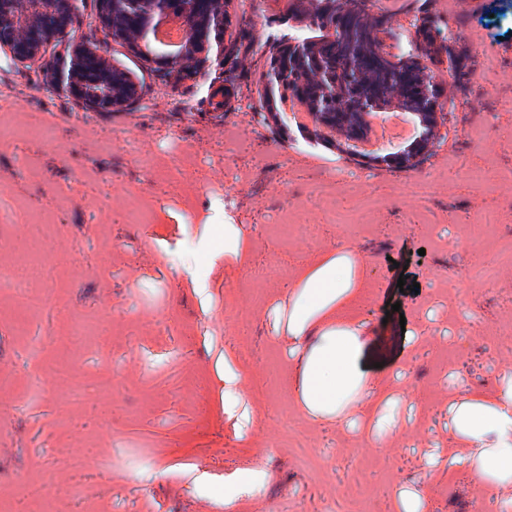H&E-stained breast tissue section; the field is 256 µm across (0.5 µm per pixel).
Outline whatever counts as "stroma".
<instances>
[{"label":"stroma","mask_w":512,"mask_h":512,"mask_svg":"<svg viewBox=\"0 0 512 512\" xmlns=\"http://www.w3.org/2000/svg\"><path fill=\"white\" fill-rule=\"evenodd\" d=\"M402 2L398 15L379 0L384 49L410 48L448 103L401 168L284 112L269 58L322 32L298 0H226L230 80L212 57L167 71L164 46L144 57L83 9L75 36L106 44L139 89L111 112L0 54V126L15 130L0 137L1 506L399 512L402 486L426 512L512 502V487L490 499L448 462L451 401L512 382V0L458 15L453 0ZM421 15L467 50L466 84L442 44L417 41ZM340 255L368 287L351 315L377 390L347 419L315 421L292 394L288 304ZM73 456L85 469L66 467ZM250 470L261 488L243 484Z\"/></svg>","instance_id":"obj_1"}]
</instances>
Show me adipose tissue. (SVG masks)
Masks as SVG:
<instances>
[{"mask_svg": "<svg viewBox=\"0 0 512 512\" xmlns=\"http://www.w3.org/2000/svg\"><path fill=\"white\" fill-rule=\"evenodd\" d=\"M353 258L320 263L292 298L288 334L300 344L297 398L312 419H333L370 398L375 386L360 368L362 346L356 326L346 318L362 297L351 280ZM452 424L468 446L467 463L488 489L512 485V385L494 400L461 399L451 405Z\"/></svg>", "mask_w": 512, "mask_h": 512, "instance_id": "obj_1", "label": "adipose tissue"}]
</instances>
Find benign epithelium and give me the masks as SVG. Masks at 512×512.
I'll list each match as a JSON object with an SVG mask.
<instances>
[{
	"label": "benign epithelium",
	"instance_id": "obj_1",
	"mask_svg": "<svg viewBox=\"0 0 512 512\" xmlns=\"http://www.w3.org/2000/svg\"><path fill=\"white\" fill-rule=\"evenodd\" d=\"M345 0H308L311 18L319 22L328 34L323 48L312 46L296 36L279 47L269 61L270 83L295 84L282 102H297L307 109L310 121L329 132L355 141L364 135L363 127L371 117H378L377 109L383 100L398 97L403 103L421 112L427 132L410 154L388 153L384 160L405 166L427 148L428 137L437 123L442 109L441 94L433 81L409 60L392 59L396 81L378 93L361 94L348 102V111L322 112L337 105L341 90L358 89L370 83V70L363 58L344 65L335 62V69L327 68V54L338 52L344 23ZM95 18L115 40L132 46L150 35H156L159 22L177 18L185 24L184 45L175 54L164 56L165 65L173 70H185L197 61L204 46L218 47L217 64L225 68L226 79L235 71L232 52L224 47V0H92ZM362 20L370 28L383 24L374 14L375 2L361 0ZM86 5V0H0V52H9L13 60L29 68L42 62L53 63L55 88L72 96L86 108L100 111L123 109L133 104L138 96L137 85L124 73L113 68L106 49L76 38L66 47V54L53 55L55 47L73 30V24Z\"/></svg>",
	"mask_w": 512,
	"mask_h": 512
}]
</instances>
